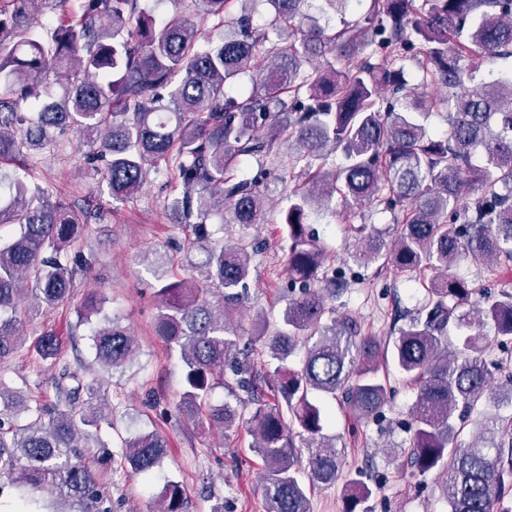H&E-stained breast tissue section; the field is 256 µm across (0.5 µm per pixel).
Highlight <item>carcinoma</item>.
I'll return each instance as SVG.
<instances>
[{
	"mask_svg": "<svg viewBox=\"0 0 512 512\" xmlns=\"http://www.w3.org/2000/svg\"><path fill=\"white\" fill-rule=\"evenodd\" d=\"M240 12H231L235 2ZM36 0H0V160L26 168L70 132L90 145L87 159L115 201L141 192L151 171L165 167L179 191L172 207L192 231L187 249L200 251L195 274L164 282L154 331L179 354L184 390L176 416L223 432L237 409L212 405L224 369L236 376L247 401L252 451L266 466L267 512H308L305 481L322 485L340 476V452L323 433L328 410L315 403L340 400L364 419L378 415L391 387L378 359L392 362L416 389L410 409L407 460L420 475L446 472L441 482L448 512H497L512 496V414L483 421L482 435L456 444L465 421L485 401L512 408V375L494 385L485 368L481 329L491 320L496 337L512 340V293L484 302L449 273L462 255L483 262L512 261V76L468 87L469 62L512 55V0H371L361 21L329 33L305 23L313 0H264L271 16L259 28L247 5L255 0H179L182 10L158 26L140 0H55L61 13L46 38L32 33ZM473 21L466 40L450 43ZM221 29L218 43L201 40L199 24ZM276 35L262 54L259 45ZM421 46V74L409 84L403 61ZM333 52L336 64L319 61ZM257 89H235L245 77ZM440 104L448 131L430 135L416 117ZM484 150L478 164L475 148ZM343 162L336 163V152ZM279 155L291 171L309 173L293 194L282 223L288 237V274L299 293L281 313L266 342L274 369L251 362L265 332L244 338L227 321L250 273L249 245L213 238L209 221L224 213L235 224L263 216L264 161ZM254 160L250 178L232 170ZM0 197V227H17L0 241V364L19 348L18 310L28 300L47 309L71 307L76 280L96 256L69 253L88 224L86 209L10 178ZM476 192L472 205L461 200ZM338 198L345 208L393 215L387 231L356 229L352 258L383 261L400 271L435 272L428 298L392 343L361 333L349 317L327 319L326 249L307 230V211ZM468 225L464 233L454 228ZM217 290L212 301L209 294ZM107 302L100 290L74 307L76 326L89 327L94 364L122 369L134 356L135 336L116 316H92ZM465 331L448 350L450 330ZM33 353L60 367L55 408L25 405L0 382V495L19 492L16 512H112V498L87 462L109 414L93 406V383L62 362L59 332L33 339ZM304 350L301 368L288 360ZM167 444L158 433L124 443L132 472L158 467ZM346 512H359L372 491L350 482ZM182 483L167 482L154 512H186Z\"/></svg>",
	"mask_w": 512,
	"mask_h": 512,
	"instance_id": "carcinoma-1",
	"label": "carcinoma"
}]
</instances>
